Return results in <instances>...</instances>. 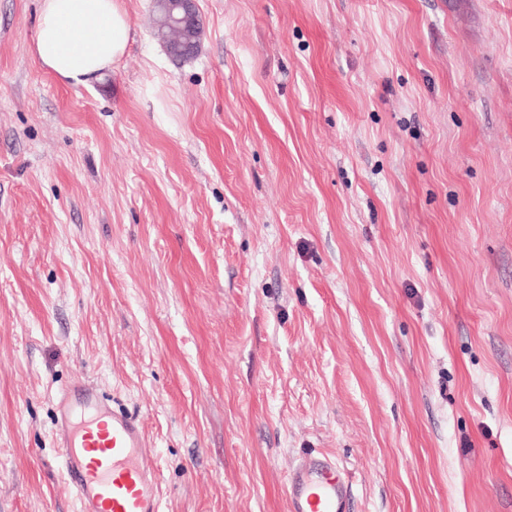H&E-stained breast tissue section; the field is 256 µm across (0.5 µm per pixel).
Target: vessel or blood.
I'll use <instances>...</instances> for the list:
<instances>
[{"instance_id": "1", "label": "vessel or blood", "mask_w": 512, "mask_h": 512, "mask_svg": "<svg viewBox=\"0 0 512 512\" xmlns=\"http://www.w3.org/2000/svg\"><path fill=\"white\" fill-rule=\"evenodd\" d=\"M57 404L65 480L80 512H161L156 472L137 420L112 410L81 379L59 393ZM78 406L91 416L77 428L71 418ZM287 492L289 512H348L345 480L326 458L289 474Z\"/></svg>"}]
</instances>
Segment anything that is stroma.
I'll list each match as a JSON object with an SVG mask.
<instances>
[{
    "mask_svg": "<svg viewBox=\"0 0 512 512\" xmlns=\"http://www.w3.org/2000/svg\"><path fill=\"white\" fill-rule=\"evenodd\" d=\"M41 66L0 0V512H78L57 396L140 423L162 512H512V0H197L172 59ZM287 492L290 512H348L345 480L327 458L289 474Z\"/></svg>",
    "mask_w": 512,
    "mask_h": 512,
    "instance_id": "1",
    "label": "stroma"
}]
</instances>
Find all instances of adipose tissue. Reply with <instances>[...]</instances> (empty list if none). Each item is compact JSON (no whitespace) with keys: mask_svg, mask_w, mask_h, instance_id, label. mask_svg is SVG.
I'll return each mask as SVG.
<instances>
[{"mask_svg":"<svg viewBox=\"0 0 512 512\" xmlns=\"http://www.w3.org/2000/svg\"><path fill=\"white\" fill-rule=\"evenodd\" d=\"M130 38L124 0H41L33 53L59 80L80 87L117 65Z\"/></svg>","mask_w":512,"mask_h":512,"instance_id":"obj_1","label":"adipose tissue"}]
</instances>
